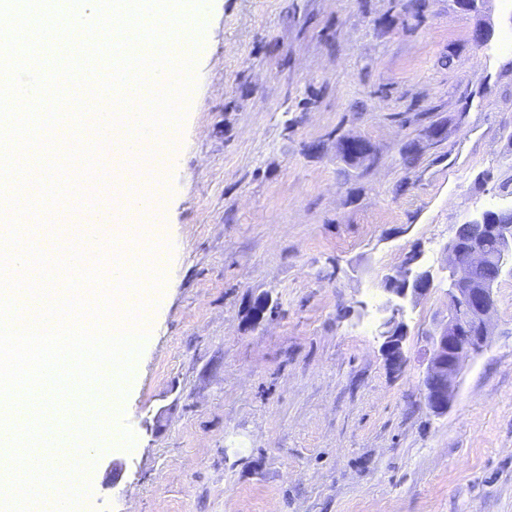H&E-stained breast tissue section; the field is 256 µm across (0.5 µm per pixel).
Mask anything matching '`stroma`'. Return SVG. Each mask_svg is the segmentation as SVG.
Returning <instances> with one entry per match:
<instances>
[{
    "instance_id": "stroma-1",
    "label": "stroma",
    "mask_w": 512,
    "mask_h": 512,
    "mask_svg": "<svg viewBox=\"0 0 512 512\" xmlns=\"http://www.w3.org/2000/svg\"><path fill=\"white\" fill-rule=\"evenodd\" d=\"M510 36L512 0H213L135 442L110 427L80 512H512V272L444 415L421 394L443 287L407 308L402 371L377 336L386 274L414 252L440 270L457 224L512 207ZM350 136L370 161L338 153Z\"/></svg>"
}]
</instances>
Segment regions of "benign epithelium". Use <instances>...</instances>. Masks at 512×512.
Returning <instances> with one entry per match:
<instances>
[{"mask_svg": "<svg viewBox=\"0 0 512 512\" xmlns=\"http://www.w3.org/2000/svg\"><path fill=\"white\" fill-rule=\"evenodd\" d=\"M492 217V212L482 211L468 219L478 231L468 247H461L456 234L444 247L448 314L429 333L427 367L422 380L424 402L436 416L447 413L454 401L462 363L480 353L491 336L496 281L475 280L473 269L488 263L500 272L512 267V225L494 224ZM434 282L432 271L420 263L416 253L385 278L386 299L381 305L383 317L378 338L382 340L385 361L394 371L402 370L407 363L405 304L432 290Z\"/></svg>", "mask_w": 512, "mask_h": 512, "instance_id": "benign-epithelium-1", "label": "benign epithelium"}]
</instances>
